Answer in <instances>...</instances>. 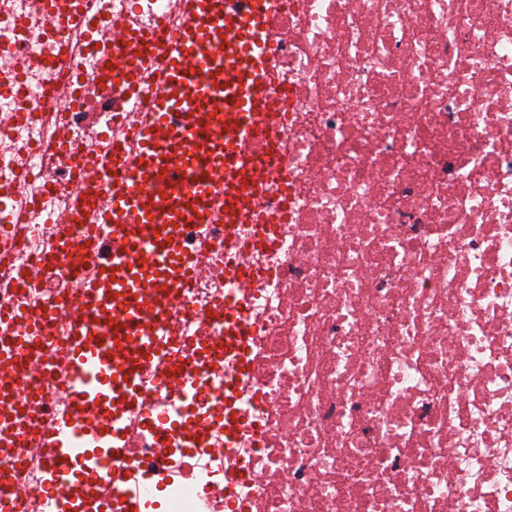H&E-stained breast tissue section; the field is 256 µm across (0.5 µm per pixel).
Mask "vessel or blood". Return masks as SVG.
Listing matches in <instances>:
<instances>
[{
  "label": "vessel or blood",
  "mask_w": 512,
  "mask_h": 512,
  "mask_svg": "<svg viewBox=\"0 0 512 512\" xmlns=\"http://www.w3.org/2000/svg\"><path fill=\"white\" fill-rule=\"evenodd\" d=\"M208 11L190 9L185 27L169 51L164 87L142 149L131 166L112 169L115 205L140 223L136 236H123L112 246V263L128 267L113 279L112 290L123 306L113 318L112 344L90 346L76 340L71 357L90 394L102 395L111 385L134 390L143 358L161 359L164 349L153 336L151 321L162 307L146 305L148 285L167 288L186 278L189 268L179 258L177 243L158 233V225L183 217H208L214 192L224 198V233L251 213V185L264 166L250 154L252 140L267 130L269 89L265 61L253 45L263 24L262 0H208ZM125 499L121 512L140 507L152 486L148 478L119 474Z\"/></svg>",
  "instance_id": "1"
}]
</instances>
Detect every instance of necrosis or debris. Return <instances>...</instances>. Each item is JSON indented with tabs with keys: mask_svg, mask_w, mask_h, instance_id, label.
Returning a JSON list of instances; mask_svg holds the SVG:
<instances>
[{
	"mask_svg": "<svg viewBox=\"0 0 512 512\" xmlns=\"http://www.w3.org/2000/svg\"><path fill=\"white\" fill-rule=\"evenodd\" d=\"M188 8L0 0V369L24 386L0 388V512H107L121 459L170 512H512V0H265L277 244L177 225L195 275L157 334L183 394L147 361L73 405L71 314L110 298L100 169L137 154ZM119 30L157 34L120 81ZM64 416L85 454L57 483Z\"/></svg>",
	"mask_w": 512,
	"mask_h": 512,
	"instance_id": "4bbe7bcc",
	"label": "necrosis or debris"
}]
</instances>
